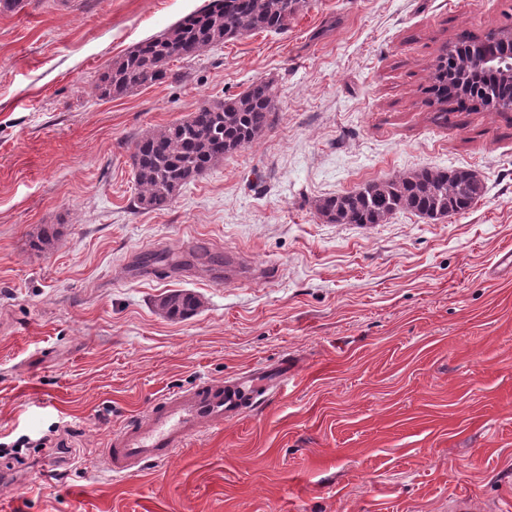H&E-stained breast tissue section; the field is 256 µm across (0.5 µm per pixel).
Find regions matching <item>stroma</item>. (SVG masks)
Segmentation results:
<instances>
[{"label": "stroma", "mask_w": 512, "mask_h": 512, "mask_svg": "<svg viewBox=\"0 0 512 512\" xmlns=\"http://www.w3.org/2000/svg\"><path fill=\"white\" fill-rule=\"evenodd\" d=\"M209 0H22L0 13V512H448L512 491V112L427 103L461 35L512 26V0H307L277 32L225 42L112 100L113 59ZM258 78L273 126L136 209L147 131ZM424 167L469 168L462 214L331 224L325 197ZM53 248H32L44 226ZM245 255L244 283L196 258ZM163 252L165 263L142 257ZM187 290L184 319L158 308ZM294 385L122 479L93 463L166 392L224 384L283 356ZM73 450L67 474L34 441Z\"/></svg>", "instance_id": "1"}]
</instances>
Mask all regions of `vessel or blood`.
<instances>
[{
    "mask_svg": "<svg viewBox=\"0 0 512 512\" xmlns=\"http://www.w3.org/2000/svg\"><path fill=\"white\" fill-rule=\"evenodd\" d=\"M293 377L288 369L271 373L252 368L220 386L202 383L168 393L108 439L97 466L125 478L145 464L167 462L191 439L215 424L241 418L250 401L282 391Z\"/></svg>",
    "mask_w": 512,
    "mask_h": 512,
    "instance_id": "1",
    "label": "vessel or blood"
}]
</instances>
